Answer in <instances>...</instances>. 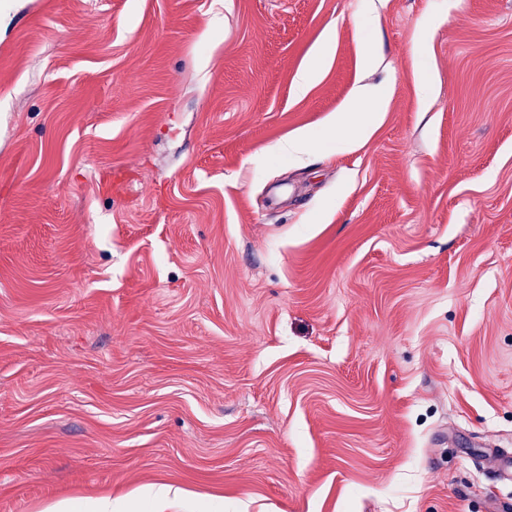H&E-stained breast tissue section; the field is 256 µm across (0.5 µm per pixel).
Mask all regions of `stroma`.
Wrapping results in <instances>:
<instances>
[{
  "instance_id": "1",
  "label": "stroma",
  "mask_w": 512,
  "mask_h": 512,
  "mask_svg": "<svg viewBox=\"0 0 512 512\" xmlns=\"http://www.w3.org/2000/svg\"><path fill=\"white\" fill-rule=\"evenodd\" d=\"M506 464L512 0H0V512H489ZM361 98L370 102V106L366 112L356 110V105H353L342 115V120L352 126L359 137H363L374 130L378 125L382 112H385L387 105L385 97L367 91L361 93Z\"/></svg>"
}]
</instances>
